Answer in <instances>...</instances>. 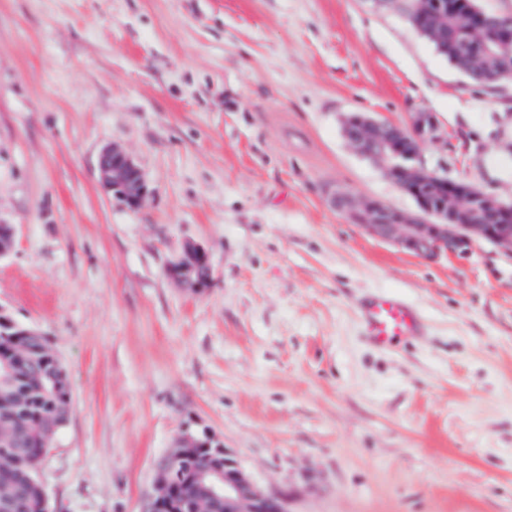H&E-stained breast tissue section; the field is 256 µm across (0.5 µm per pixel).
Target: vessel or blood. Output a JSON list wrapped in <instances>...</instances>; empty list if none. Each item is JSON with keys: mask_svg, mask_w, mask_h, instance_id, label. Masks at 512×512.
Instances as JSON below:
<instances>
[{"mask_svg": "<svg viewBox=\"0 0 512 512\" xmlns=\"http://www.w3.org/2000/svg\"><path fill=\"white\" fill-rule=\"evenodd\" d=\"M365 335L376 345L392 346L415 334L418 319L414 309L402 299L379 294L361 310Z\"/></svg>", "mask_w": 512, "mask_h": 512, "instance_id": "b4317fda", "label": "vessel or blood"}]
</instances>
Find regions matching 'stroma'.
I'll return each mask as SVG.
<instances>
[{
	"instance_id": "stroma-1",
	"label": "stroma",
	"mask_w": 512,
	"mask_h": 512,
	"mask_svg": "<svg viewBox=\"0 0 512 512\" xmlns=\"http://www.w3.org/2000/svg\"><path fill=\"white\" fill-rule=\"evenodd\" d=\"M354 112L431 113L424 166L512 201V82L473 86L376 0H0V308L71 395L51 512H144L203 432L287 512H512V254L425 259L337 212L339 187L417 210ZM113 144L138 206L100 179ZM187 242L197 291L166 273ZM377 293L414 336H363ZM103 180L131 205H138L146 192L144 174L134 159L120 146L106 147L99 157ZM169 273L181 281L194 282L195 286L200 288L211 276L209 257L200 249L187 248L184 256L171 265Z\"/></svg>"
}]
</instances>
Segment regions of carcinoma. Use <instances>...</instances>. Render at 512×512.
Segmentation results:
<instances>
[{
  "instance_id": "carcinoma-1",
  "label": "carcinoma",
  "mask_w": 512,
  "mask_h": 512,
  "mask_svg": "<svg viewBox=\"0 0 512 512\" xmlns=\"http://www.w3.org/2000/svg\"><path fill=\"white\" fill-rule=\"evenodd\" d=\"M387 9L397 10L420 26L421 34L432 44L434 13L448 8V42L440 55L472 84L490 87L488 80L469 68L470 57L480 45L470 37L459 21L454 0H380ZM472 5L485 17L488 50L498 51L499 32L495 24L497 12L484 8L479 0ZM21 336L0 335V366L10 365V372L0 375V512H42L40 508L39 465L44 449L52 438L46 431L61 430L68 421L70 400L53 392L50 377L62 369L49 342L30 336L22 345Z\"/></svg>"
}]
</instances>
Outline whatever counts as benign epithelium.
Here are the masks:
<instances>
[{"label": "benign epithelium", "instance_id": "7a95c632", "mask_svg": "<svg viewBox=\"0 0 512 512\" xmlns=\"http://www.w3.org/2000/svg\"><path fill=\"white\" fill-rule=\"evenodd\" d=\"M343 137L357 152L388 164V174L405 191L412 193L419 211L404 213L374 198H356L338 188L331 203L371 236L426 259L442 254H464L480 241L512 253V202L480 190L468 181H447L418 161L419 142L437 140L439 129L429 112H419L413 131L399 125L353 114L346 118ZM103 180L131 205L139 204L146 192L144 174L120 146L103 149L99 157ZM448 182L456 189L453 211L434 208L417 190L428 182ZM171 276L200 288L211 276L207 254L188 248L169 268ZM190 478L206 483L211 501L224 502V512H287L285 502L267 493L234 459L230 450L204 433L188 436L172 449L158 466L157 492L145 512H206L201 500L180 496L179 487Z\"/></svg>", "mask_w": 512, "mask_h": 512}]
</instances>
